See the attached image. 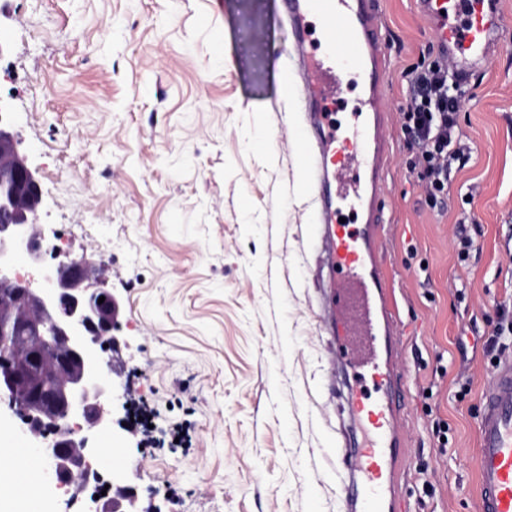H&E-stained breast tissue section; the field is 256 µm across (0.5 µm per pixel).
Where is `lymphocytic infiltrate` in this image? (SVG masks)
Listing matches in <instances>:
<instances>
[{"label": "lymphocytic infiltrate", "instance_id": "obj_1", "mask_svg": "<svg viewBox=\"0 0 512 512\" xmlns=\"http://www.w3.org/2000/svg\"><path fill=\"white\" fill-rule=\"evenodd\" d=\"M406 106L401 111V132L414 153L412 169L417 170L420 186L430 208L441 209L448 200L451 176L471 158L472 148L459 133L456 114L466 96L451 79L447 61L434 57L407 71ZM129 408L132 416L129 431L138 436L143 446L164 448L167 440L180 444L190 441L185 425L155 432L152 424L157 416L154 407L139 394L135 384H128Z\"/></svg>", "mask_w": 512, "mask_h": 512}]
</instances>
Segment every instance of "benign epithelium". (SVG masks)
<instances>
[{
	"label": "benign epithelium",
	"mask_w": 512,
	"mask_h": 512,
	"mask_svg": "<svg viewBox=\"0 0 512 512\" xmlns=\"http://www.w3.org/2000/svg\"><path fill=\"white\" fill-rule=\"evenodd\" d=\"M5 112L0 102V143L10 149L0 171V292L12 310L0 319V403L37 441L33 455L44 476L69 487L74 503L89 486L88 433L109 423L105 404L119 398L102 354L119 348L120 303L88 288L102 275L96 262L80 257L46 263L39 179L18 152ZM18 255L42 269L43 287L15 274L10 259ZM95 478L86 512H142L138 491L123 483L122 472H113L109 482ZM106 485L110 496L102 494Z\"/></svg>",
	"instance_id": "benign-epithelium-1"
}]
</instances>
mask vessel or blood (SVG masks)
I'll list each match as a JSON object with an SVG mask.
<instances>
[{
    "mask_svg": "<svg viewBox=\"0 0 512 512\" xmlns=\"http://www.w3.org/2000/svg\"><path fill=\"white\" fill-rule=\"evenodd\" d=\"M293 64L283 90L302 104L305 125L291 140L307 161L317 202L318 304L330 365L328 399L347 425L336 451L344 512H405L399 471L401 322L378 232L392 151L386 107L389 55L378 0H281ZM437 52L461 85L504 43L498 0H416ZM362 85L344 131L330 106L347 76ZM360 215L340 223L341 204ZM480 512H512V359L502 360L477 422Z\"/></svg>",
    "mask_w": 512,
    "mask_h": 512,
    "instance_id": "obj_1",
    "label": "vessel or blood"
}]
</instances>
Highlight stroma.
<instances>
[{
	"mask_svg": "<svg viewBox=\"0 0 512 512\" xmlns=\"http://www.w3.org/2000/svg\"><path fill=\"white\" fill-rule=\"evenodd\" d=\"M501 8L506 45L457 114L473 159L440 213L400 132L404 73L431 32L413 0H380L394 135L382 237L405 332L412 512H480L476 423L494 362L473 332L512 305V0ZM0 32V101L41 183L46 242L66 237L65 261L111 240L101 262L121 304L117 380L138 377L159 426L191 424L190 447L151 452L113 410L90 435L92 468L111 478L120 450L141 506L161 512H340L313 189L289 136L297 104L279 85L291 53L281 0H0ZM465 214L477 250L462 264Z\"/></svg>",
	"mask_w": 512,
	"mask_h": 512,
	"instance_id": "1",
	"label": "stroma"
}]
</instances>
